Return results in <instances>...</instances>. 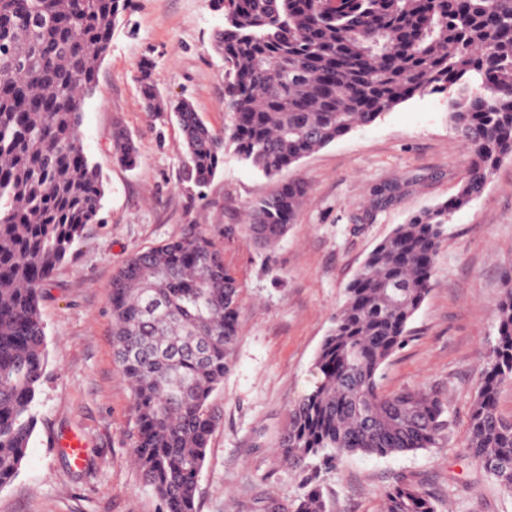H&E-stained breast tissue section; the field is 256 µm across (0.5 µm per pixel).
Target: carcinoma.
<instances>
[{"label": "carcinoma", "instance_id": "obj_1", "mask_svg": "<svg viewBox=\"0 0 512 512\" xmlns=\"http://www.w3.org/2000/svg\"><path fill=\"white\" fill-rule=\"evenodd\" d=\"M222 26L224 132L194 107L173 112L188 171L207 184L232 146L274 178L316 149L374 123L397 105L451 92L452 122L471 150L451 200L399 224L366 255L317 353L314 388L288 411L278 448L300 464L346 454L387 456L437 448L447 406L425 388L386 393L384 364L405 346L428 296L448 218L484 192L512 156V0H212ZM127 0H0V488L22 469L47 364L40 284L74 254L102 209V176L84 150L82 106L93 92ZM145 110L162 112L144 74ZM118 160L135 166L125 132ZM308 189L281 184L251 207L250 241L272 246ZM240 284L214 243L195 229L130 254L112 279L115 359L131 387L132 455L165 512H198V478L215 416L211 395L234 365ZM471 407L468 448L512 492V421L497 409L512 383V272ZM205 344L198 355L194 349ZM293 512H327L310 488ZM383 512H438L418 486L388 490Z\"/></svg>", "mask_w": 512, "mask_h": 512}]
</instances>
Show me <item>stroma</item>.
Returning <instances> with one entry per match:
<instances>
[{"label": "stroma", "mask_w": 512, "mask_h": 512, "mask_svg": "<svg viewBox=\"0 0 512 512\" xmlns=\"http://www.w3.org/2000/svg\"><path fill=\"white\" fill-rule=\"evenodd\" d=\"M210 0H129L82 113L87 156L101 172L100 220L85 225L72 259L42 287L48 363L37 426L19 475L0 488V512H161L131 460L136 432L129 387L114 358L112 276L127 257L196 225L222 251L241 286V337L223 388L198 480V512H271L310 487L331 512H381L387 490L409 482L440 512H512L504 492L468 456L467 428L481 371L496 335L495 304L512 268V157L484 193L454 212L432 288L412 336L384 365L383 391L426 387L448 403L441 447L398 455L352 454L334 464L286 462L278 441L289 407L311 390L313 363L366 254L399 224L454 197L470 148L448 118L444 93L417 96L375 123L320 148L269 179L226 150L205 186L187 174L183 133L169 112L149 113L142 76L162 101L187 99L221 131L224 63L212 41L222 25ZM133 140L129 168L112 132ZM308 194L274 246L248 241L255 201L279 182ZM82 444L75 464L65 443Z\"/></svg>", "instance_id": "35a3bbf8"}]
</instances>
